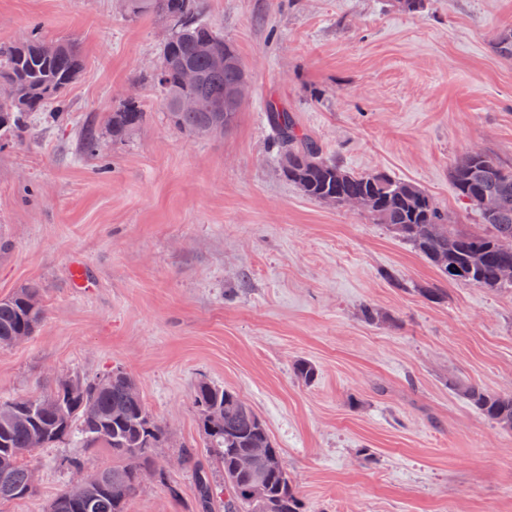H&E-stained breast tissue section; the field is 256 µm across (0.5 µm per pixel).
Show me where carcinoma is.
I'll return each instance as SVG.
<instances>
[{
    "mask_svg": "<svg viewBox=\"0 0 512 512\" xmlns=\"http://www.w3.org/2000/svg\"><path fill=\"white\" fill-rule=\"evenodd\" d=\"M124 7L131 19L152 15L170 27L153 80L163 94L171 125L193 135L212 127L217 120L214 106L236 85L240 70L217 68L201 51L199 43L207 40L238 56L224 34L206 21L204 0H125ZM184 69L195 71L199 80L184 84ZM82 70V57L69 41L46 42L33 34L0 44V84L18 91V99L0 100V141L64 111V93ZM184 97L196 101L194 110L178 108ZM265 112L281 154L288 155V167H280V172L305 196L317 201L330 196L338 201L364 199L369 204L366 213L410 242L444 279L482 288H512V280L502 275L505 267L512 266L511 166L472 152L454 162L450 177L458 199L475 208L481 221L476 230H459L448 223V212L416 184L383 172H350L324 155L286 107L270 101ZM144 118L130 99L110 113L107 124L112 137L121 138ZM79 137L80 153L96 156V128L81 125ZM484 198L493 201V211L483 209ZM44 317L42 289L35 284L0 299V342L33 336ZM294 373L307 384L314 380L316 367L300 360ZM135 389V380L117 367L92 383L77 377L61 379L45 396L1 401L0 504L33 495L28 490L31 469L21 460L34 451L32 444L39 435L44 446L69 440L83 447L106 448L117 460L100 470L98 484L80 493L65 489L49 512H127L149 477H164V468L156 470L150 461L168 440L167 427L149 413ZM462 393L485 417L512 428L511 393L489 395L472 386ZM192 399L207 458L188 448L181 449L178 457L181 468L194 477L195 512H303L280 449L255 411L235 392L208 381L195 385ZM258 448L265 452L257 458Z\"/></svg>",
    "mask_w": 512,
    "mask_h": 512,
    "instance_id": "cac0c4a2",
    "label": "carcinoma"
}]
</instances>
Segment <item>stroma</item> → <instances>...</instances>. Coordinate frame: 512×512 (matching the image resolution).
Listing matches in <instances>:
<instances>
[{
    "instance_id": "stroma-1",
    "label": "stroma",
    "mask_w": 512,
    "mask_h": 512,
    "mask_svg": "<svg viewBox=\"0 0 512 512\" xmlns=\"http://www.w3.org/2000/svg\"><path fill=\"white\" fill-rule=\"evenodd\" d=\"M235 46L251 92L224 133L175 130L146 81L168 36L123 0H0V43L68 39L84 60L72 119L0 146V299L37 283L46 318L0 348V400L36 397L65 377L119 367L177 449L201 450L193 388L236 392L264 421L306 512H512V429L460 393H512V290L447 282L390 227L331 208L281 175L265 104L348 170L417 184L474 229L453 163L479 150L512 162V0H205ZM137 99L145 121L113 139L106 120ZM99 155L79 159L76 123ZM82 260L92 285L74 287ZM441 288L443 299L425 296ZM372 307L378 321L365 319ZM313 383L294 375L298 360ZM107 449L70 441L28 455L33 496L0 512H47L70 476ZM178 487L145 482L128 512H191Z\"/></svg>"
}]
</instances>
